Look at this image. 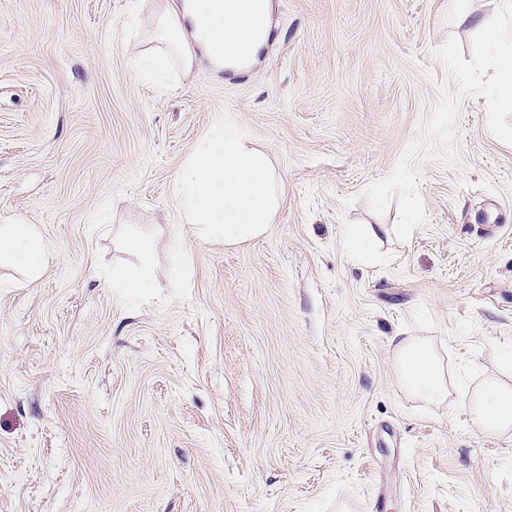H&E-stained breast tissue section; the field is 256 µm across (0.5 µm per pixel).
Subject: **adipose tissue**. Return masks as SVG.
I'll return each mask as SVG.
<instances>
[{"label": "adipose tissue", "instance_id": "ef3b65f1", "mask_svg": "<svg viewBox=\"0 0 512 512\" xmlns=\"http://www.w3.org/2000/svg\"><path fill=\"white\" fill-rule=\"evenodd\" d=\"M269 16V0H171L155 16L166 46L144 51L140 68L164 77L167 60L174 56L187 72L200 58L218 71L244 69L266 43ZM173 198L181 223L237 245L266 233L281 205V186L267 157L246 146L243 135L219 118L182 165ZM122 246L138 256L140 264L120 269L115 287H151L145 239L130 233ZM48 258L46 242L35 225L0 224V261L19 265L36 278L45 271ZM396 348L406 388L429 404L446 403L448 379L432 349L414 337L398 340ZM469 401L481 430H512V387L489 381Z\"/></svg>", "mask_w": 512, "mask_h": 512}]
</instances>
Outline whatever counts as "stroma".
I'll return each mask as SVG.
<instances>
[{
  "label": "stroma",
  "instance_id": "1",
  "mask_svg": "<svg viewBox=\"0 0 512 512\" xmlns=\"http://www.w3.org/2000/svg\"><path fill=\"white\" fill-rule=\"evenodd\" d=\"M166 0H0V223L40 229L44 273L0 264V512H512V432L459 385L512 386V145L485 98L460 162L420 163L408 241L388 175L457 82L434 51L503 0H271L241 72L198 60L146 80ZM473 20L459 24V14ZM265 152L283 201L237 246L180 223L174 179L217 117ZM353 224L385 225L364 262ZM146 236L154 286L113 287ZM396 336L448 369L434 406L399 379Z\"/></svg>",
  "mask_w": 512,
  "mask_h": 512
}]
</instances>
